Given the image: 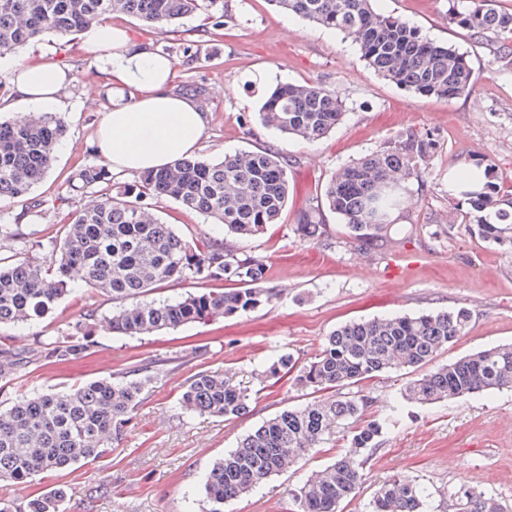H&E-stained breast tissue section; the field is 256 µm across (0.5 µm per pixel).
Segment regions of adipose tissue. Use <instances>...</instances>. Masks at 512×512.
Returning a JSON list of instances; mask_svg holds the SVG:
<instances>
[{
  "mask_svg": "<svg viewBox=\"0 0 512 512\" xmlns=\"http://www.w3.org/2000/svg\"><path fill=\"white\" fill-rule=\"evenodd\" d=\"M101 49V65L112 77V108L97 132L100 155L112 173L157 170L200 150L206 114L191 100L169 90L173 62L134 44L124 29L106 23L85 32ZM12 91L28 111L59 108L68 80L60 67L40 63L12 69Z\"/></svg>",
  "mask_w": 512,
  "mask_h": 512,
  "instance_id": "1",
  "label": "adipose tissue"
}]
</instances>
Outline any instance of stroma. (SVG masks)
<instances>
[{
    "label": "stroma",
    "instance_id": "35a3bbf8",
    "mask_svg": "<svg viewBox=\"0 0 512 512\" xmlns=\"http://www.w3.org/2000/svg\"><path fill=\"white\" fill-rule=\"evenodd\" d=\"M225 7L229 19L218 34L195 20L164 36L124 15L112 16L110 23L126 29L133 42L173 59L172 92L200 88L195 102L207 116L203 156L218 159L266 146L287 159L291 191L280 223L243 244L268 264L267 285L278 300L242 314L129 337L109 332L105 319L112 300L93 292L66 297L38 324L6 329L10 351L25 353L38 337L67 332L82 305L97 311L94 344L85 355L28 366L13 384H0L5 404L145 366L158 369L109 455L34 477L13 487V498L61 487L67 492L65 512H204L203 481L212 463L262 421L307 400L290 376L256 380L272 356L288 353L306 362L350 320L461 306L471 312L467 332L441 352L438 363L512 343V253L474 236L448 194L449 173L477 158L492 160L498 174L512 180V43L451 23L448 0H375L376 11L403 17L467 55L471 92L440 100L385 80L361 59L353 38L283 13L272 0H225ZM101 55L80 33L65 44L44 40L0 57V79L23 61L62 64L72 77L62 94L67 134L56 147L52 169L29 198L0 206V218L9 224L26 212L29 199L42 201L34 223L19 227L26 239L58 223L61 194H70L74 209L96 199L94 191L71 193L67 187L80 165L99 158L96 131L112 106L111 78ZM285 82L334 89L346 104L344 119L314 144L266 128L258 115L263 95ZM409 130L433 135L437 149L424 173L406 183L407 202L397 209L382 245L360 247L328 211L320 238L298 236L300 214L336 170ZM155 213L185 237L224 236L222 227L175 202H159ZM202 372L233 375L256 392L250 413L224 421L184 411L179 398ZM409 379L407 370L396 369L367 385L377 412L391 421L380 447L364 455L365 482L353 500L342 503L343 512H366L382 483L399 475L416 477L434 491L431 512H456L448 492L460 485L495 494L512 508V391L421 406L400 397ZM349 450V434L334 433L297 466L225 503L224 512H291V490Z\"/></svg>",
    "mask_w": 512,
    "mask_h": 512
}]
</instances>
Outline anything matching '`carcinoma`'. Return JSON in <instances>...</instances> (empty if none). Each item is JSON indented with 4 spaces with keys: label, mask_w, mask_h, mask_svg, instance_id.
Returning a JSON list of instances; mask_svg holds the SVG:
<instances>
[{
    "label": "carcinoma",
    "mask_w": 512,
    "mask_h": 512,
    "mask_svg": "<svg viewBox=\"0 0 512 512\" xmlns=\"http://www.w3.org/2000/svg\"><path fill=\"white\" fill-rule=\"evenodd\" d=\"M282 11L356 38L361 57L377 74L414 93L452 99L468 94L473 71L466 57L422 34L409 21L380 13L371 0H274ZM448 9L457 26L503 39L512 34V14L496 0H468ZM119 13L138 19L163 35L184 20L203 17L215 30L225 25L224 0H0V56L53 37L59 41ZM346 112L338 93L318 83L276 86L267 96L262 124L313 143L326 137ZM67 132L64 119L45 112L29 121L0 122V202L27 196L50 170L55 147ZM436 149L428 133L407 132L394 143L340 168L323 191L328 209L346 234L370 248L391 226L389 214L401 203L403 184L418 173ZM477 191L464 193L472 231L484 242L512 251V189L490 160ZM75 188H110L93 207L72 210L55 234L46 237L48 254L32 260L22 253L0 258V328L37 324L69 293L72 281L112 298V332L143 336L201 322L214 314L246 312L278 299L263 287V260L230 249L211 237L187 239L160 221L155 204L171 200L224 226L239 239L263 234L279 223L288 203L287 166L271 149L178 160L159 171L141 173L132 184L115 181L109 166L90 163L75 174ZM319 205L305 210L295 230L315 239ZM230 281L228 288L189 292L174 299H148L172 283ZM96 311L86 307L71 331L40 341L30 359L67 361L90 348L87 329ZM471 312L465 307L416 315L350 321L336 328L307 363L281 355L261 372L264 378L294 375L314 393L304 405L264 420L236 448L217 460L204 491L208 512L247 494L269 477L305 460L336 429L352 434L351 447L369 453L378 446L385 422L370 415L373 397L362 383L396 368H420L465 335ZM25 362L0 356V380H15ZM154 370L145 367L119 378L93 381L68 391L20 396L0 409V512H62L66 493L56 488L17 502L9 487L40 474L61 472L112 451L130 422ZM357 386L343 395L336 391ZM512 388V344L485 348L411 379L404 399L421 405ZM253 396L227 376L199 373L180 398L193 412L226 420L249 412ZM361 461L339 456L313 472L292 493L297 512H338L359 492ZM459 512H508L497 497L461 487L452 493ZM431 489L401 476L384 483L367 512H427Z\"/></svg>",
    "instance_id": "cac0c4a2"
}]
</instances>
